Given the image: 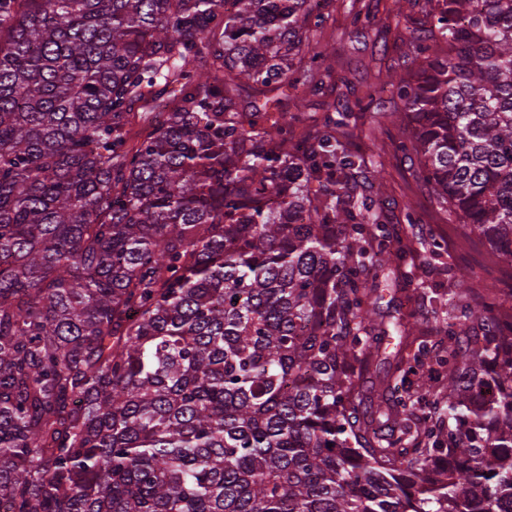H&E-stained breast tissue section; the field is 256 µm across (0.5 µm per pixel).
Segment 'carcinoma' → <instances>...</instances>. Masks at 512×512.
<instances>
[{"mask_svg":"<svg viewBox=\"0 0 512 512\" xmlns=\"http://www.w3.org/2000/svg\"><path fill=\"white\" fill-rule=\"evenodd\" d=\"M225 2L0 0V512H512V0H396L355 100L403 103L395 151L504 272L428 297L437 342L378 313L411 249L352 111L310 122L327 0Z\"/></svg>","mask_w":512,"mask_h":512,"instance_id":"carcinoma-1","label":"carcinoma"}]
</instances>
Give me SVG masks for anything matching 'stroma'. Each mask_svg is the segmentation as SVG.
<instances>
[{
    "mask_svg": "<svg viewBox=\"0 0 512 512\" xmlns=\"http://www.w3.org/2000/svg\"><path fill=\"white\" fill-rule=\"evenodd\" d=\"M354 0H328L325 9L327 19L325 33L334 34L335 69L338 75L348 79V86H337L327 94L325 101L332 109L344 110L353 106L366 87L379 84L386 78V68L397 60L404 51L403 40L406 32L395 17L394 0H371L370 6L377 16L374 25L360 34L349 31V13ZM394 127H387L379 133L380 160L387 172L383 196L385 213L393 223L403 227V240L413 250V259L406 267L412 278L414 300H406L398 289L394 276L383 278L379 291L382 295L380 309L384 314L401 310L413 312L427 328H435L442 315L426 300L427 295L448 289L449 277L473 279L485 285H493L495 274L487 270L484 248L473 249L458 243L452 223L442 221L435 212L428 190L418 185L411 176L413 161L394 152L390 138L395 135ZM413 203L420 218L419 223L404 221L403 206ZM443 240L446 247L469 257L468 263L455 267L453 273H446L445 261L431 260L423 248L431 239Z\"/></svg>",
    "mask_w": 512,
    "mask_h": 512,
    "instance_id": "35a3bbf8",
    "label": "stroma"
}]
</instances>
